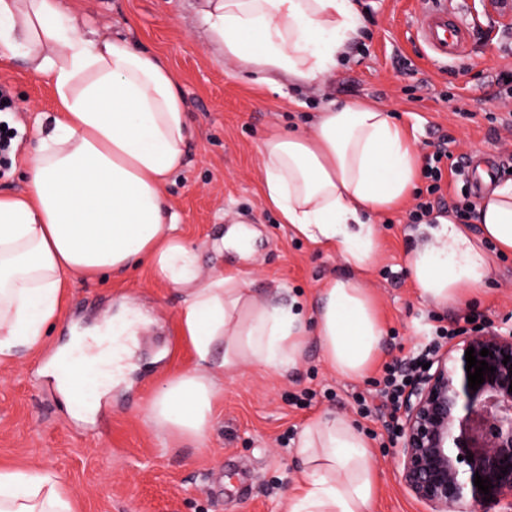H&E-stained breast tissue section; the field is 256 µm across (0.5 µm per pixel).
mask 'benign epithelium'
<instances>
[{
	"label": "benign epithelium",
	"mask_w": 512,
	"mask_h": 512,
	"mask_svg": "<svg viewBox=\"0 0 512 512\" xmlns=\"http://www.w3.org/2000/svg\"><path fill=\"white\" fill-rule=\"evenodd\" d=\"M470 346L477 360L496 368L475 391L466 371ZM506 355L512 356V332L472 331L437 351L406 390L396 422L401 480L428 512H454L468 497L485 512H512V360L503 364ZM477 474L488 480L489 495L474 485Z\"/></svg>",
	"instance_id": "1"
}]
</instances>
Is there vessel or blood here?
<instances>
[{
    "mask_svg": "<svg viewBox=\"0 0 512 512\" xmlns=\"http://www.w3.org/2000/svg\"><path fill=\"white\" fill-rule=\"evenodd\" d=\"M470 37V22L449 11L447 0H428L417 30V41L428 54L438 60L459 57L466 53ZM499 169L496 156L477 155L466 161L463 175L472 193L480 195Z\"/></svg>",
    "mask_w": 512,
    "mask_h": 512,
    "instance_id": "b4317fda",
    "label": "vessel or blood"
}]
</instances>
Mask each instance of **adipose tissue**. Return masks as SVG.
<instances>
[{"label": "adipose tissue", "mask_w": 512, "mask_h": 512, "mask_svg": "<svg viewBox=\"0 0 512 512\" xmlns=\"http://www.w3.org/2000/svg\"><path fill=\"white\" fill-rule=\"evenodd\" d=\"M225 63L252 81L327 78L357 33L354 0H214L206 13ZM23 58L47 78L55 109L39 117L25 193L0 195V362L41 347L62 291L148 264L182 295L179 333L196 364L172 376L147 420L163 438L207 443L224 377L245 365L278 373L316 337L338 377L358 379L374 365L384 328L361 273L378 256L374 216L400 208L415 188L417 154L406 128L383 107L328 106L313 132L270 131L259 152L262 192L295 235L338 251L351 275L319 290L312 314L258 296L240 268L202 271L199 251L177 232L165 194L184 163L187 106L171 71L127 40L87 31L57 0H0V60ZM484 240L512 253V179L497 183L480 208ZM407 263L419 295L460 305L486 286L492 263L460 225L431 227ZM258 233L233 224L206 241L215 257L250 260ZM149 320L130 307L93 334L76 333L48 371L77 414L104 395L92 371L118 365L105 341L134 337ZM294 452L301 475L286 512H372L378 473L367 441L346 419L311 418ZM0 512H75L61 477L39 469H0Z\"/></svg>", "instance_id": "obj_1"}]
</instances>
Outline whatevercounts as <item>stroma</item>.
Listing matches in <instances>:
<instances>
[{"mask_svg": "<svg viewBox=\"0 0 512 512\" xmlns=\"http://www.w3.org/2000/svg\"><path fill=\"white\" fill-rule=\"evenodd\" d=\"M483 0H449L473 20L467 54L437 66L415 40L422 0H356L362 18L326 88L281 78L278 88L255 85L225 64L204 18L206 0H61L90 28L120 36L154 52L183 94L191 136L185 166L165 193L184 239L198 245L231 223L256 226L261 236L247 267L260 296L297 302L311 312L318 290L347 268L335 252L298 241L261 190L259 146L273 129L310 131L328 100L386 108L393 120L416 126L418 155L440 136L452 137L453 154H501L505 135L493 116L497 74L512 69V24L485 15ZM0 87L12 100L0 127L17 130L0 194L25 189L27 151L36 119L52 111L47 79L29 74L21 59L1 64ZM464 97L468 114L452 112L449 98ZM408 208L377 217L378 260L367 286L385 338L373 369L356 380L326 366L316 340L303 360L272 374L251 365L224 377V396L206 445L164 441L145 422L147 408L167 379L192 368L196 358L177 331L181 296L158 281L148 265L97 280L73 282L45 345L0 363V467L57 473L70 489L76 512H283L300 477L294 441L304 423L327 411L348 418L364 434L379 473L373 512H426L403 487L391 433L366 415L359 401L375 399L386 365L425 350L437 327L464 328L468 319L512 331V255L496 259L486 290L466 306L422 301L405 263L407 251L427 233L411 223ZM132 302L152 323L139 337L134 369L101 397L88 420L74 417L43 369L76 328L90 327ZM311 403L298 406L305 390Z\"/></svg>", "mask_w": 512, "mask_h": 512, "instance_id": "stroma-1", "label": "stroma"}]
</instances>
